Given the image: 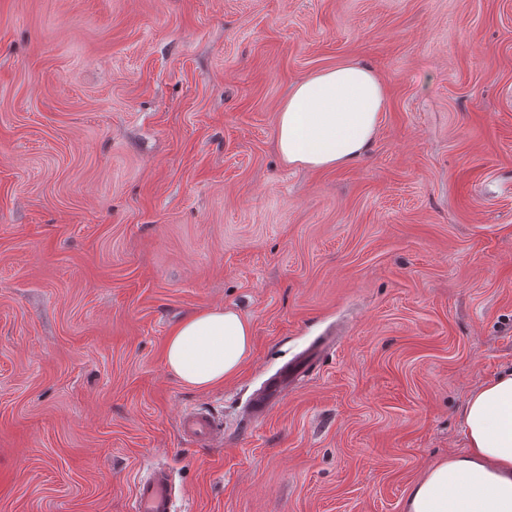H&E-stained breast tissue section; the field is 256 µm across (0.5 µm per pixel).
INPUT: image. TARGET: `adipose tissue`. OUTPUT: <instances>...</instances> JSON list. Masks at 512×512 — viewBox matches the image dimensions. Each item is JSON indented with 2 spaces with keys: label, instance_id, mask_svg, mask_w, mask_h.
Returning <instances> with one entry per match:
<instances>
[{
  "label": "adipose tissue",
  "instance_id": "1",
  "mask_svg": "<svg viewBox=\"0 0 512 512\" xmlns=\"http://www.w3.org/2000/svg\"><path fill=\"white\" fill-rule=\"evenodd\" d=\"M380 76L355 60L295 83L277 112V148L291 166L335 169L373 142L385 112ZM251 322L229 308H207L175 326L165 365L199 390L237 376L253 352ZM467 450L430 465L413 485L404 512H512V370L483 383L462 414Z\"/></svg>",
  "mask_w": 512,
  "mask_h": 512
}]
</instances>
